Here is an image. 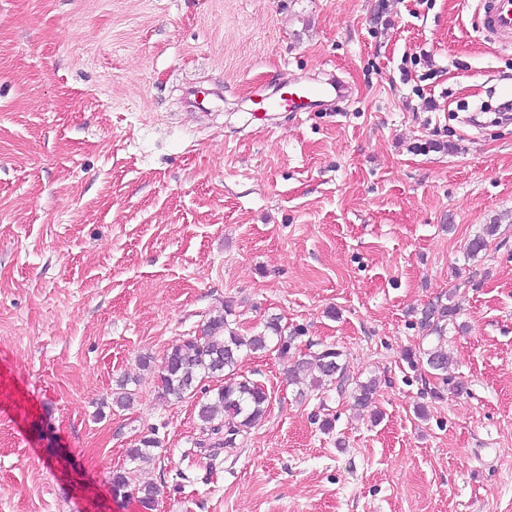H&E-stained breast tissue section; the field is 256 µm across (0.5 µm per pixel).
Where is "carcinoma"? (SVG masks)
Masks as SVG:
<instances>
[{
	"mask_svg": "<svg viewBox=\"0 0 512 512\" xmlns=\"http://www.w3.org/2000/svg\"><path fill=\"white\" fill-rule=\"evenodd\" d=\"M495 225L489 224L485 234L473 238L467 252L477 255L487 249V236L493 234ZM232 307L226 306L224 313L213 316L204 330L203 336L177 344L169 349L158 365V378L162 394L168 399L182 400L196 394L200 384L209 378H219L224 373L236 370L243 352L270 350L276 346L288 349V337L282 335L278 318H270L264 330L251 336H242L230 328L228 316ZM457 307L454 304L431 303L421 310L417 326L422 338L436 337L438 344L422 351L411 365L426 367V370L441 377L442 383L448 379V351L443 348L446 326L454 321ZM342 353L326 347L307 358L298 360L288 371L289 380L297 385L309 381V389L321 390L335 386L338 393L346 392L349 377L341 363ZM377 390L376 380L370 378L358 381L352 392L353 405L366 408L372 404V396ZM268 407V396L264 388L247 378L238 381L228 380L212 395H207L199 403L198 417L201 422L203 439L197 442L201 448H233L236 438L261 420ZM158 441L153 437L141 440V447L130 448L127 456L134 463H148L154 459L153 449ZM112 488L117 494L130 493L136 496L142 507L151 510L155 506L158 489L152 484H137L131 471H118L112 476Z\"/></svg>",
	"mask_w": 512,
	"mask_h": 512,
	"instance_id": "1",
	"label": "carcinoma"
}]
</instances>
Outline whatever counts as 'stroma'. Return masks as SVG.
<instances>
[{
    "instance_id": "obj_1",
    "label": "stroma",
    "mask_w": 512,
    "mask_h": 512,
    "mask_svg": "<svg viewBox=\"0 0 512 512\" xmlns=\"http://www.w3.org/2000/svg\"><path fill=\"white\" fill-rule=\"evenodd\" d=\"M476 5L0 0V512H127L151 435L153 512H512V121L467 122L512 44ZM324 72L347 99L251 120ZM450 299L458 391L409 362ZM227 307L291 344L242 356L268 411L213 450L156 362ZM327 346L380 419L288 384ZM134 471H116L112 476V488L116 494L136 495L142 507L146 510H152L155 506L158 489L151 484H136L133 481L131 473Z\"/></svg>"
}]
</instances>
